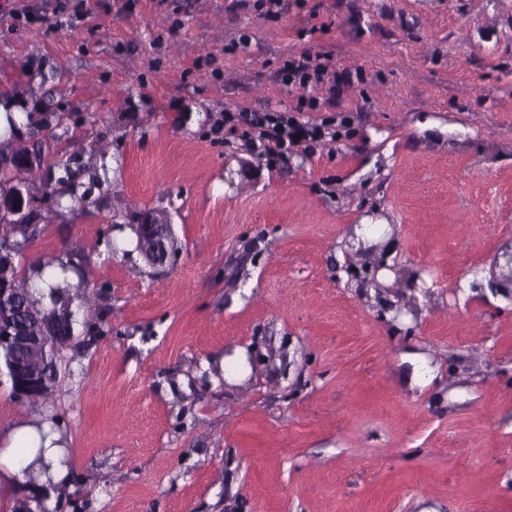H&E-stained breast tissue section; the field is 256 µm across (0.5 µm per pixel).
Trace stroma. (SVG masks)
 I'll return each mask as SVG.
<instances>
[{"label":"stroma","mask_w":512,"mask_h":512,"mask_svg":"<svg viewBox=\"0 0 512 512\" xmlns=\"http://www.w3.org/2000/svg\"><path fill=\"white\" fill-rule=\"evenodd\" d=\"M17 4L18 148L107 168V209L42 202L15 261L80 257L94 301L44 403L0 385L1 432L62 433L47 512H512V0ZM304 52L350 74L312 114L346 136L273 166L215 138L296 106L277 71ZM152 210L178 240L156 268L129 223Z\"/></svg>","instance_id":"35a3bbf8"}]
</instances>
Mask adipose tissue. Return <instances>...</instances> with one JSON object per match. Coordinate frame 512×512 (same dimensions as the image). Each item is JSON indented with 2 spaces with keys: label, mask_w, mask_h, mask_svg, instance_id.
<instances>
[{
  "label": "adipose tissue",
  "mask_w": 512,
  "mask_h": 512,
  "mask_svg": "<svg viewBox=\"0 0 512 512\" xmlns=\"http://www.w3.org/2000/svg\"><path fill=\"white\" fill-rule=\"evenodd\" d=\"M60 437L57 426L50 420L37 425L24 421L15 423L0 435V471L8 477L21 476L24 463L31 461L34 448L41 446L52 463L50 475L53 483H66L68 469L61 462Z\"/></svg>",
  "instance_id": "1"
}]
</instances>
